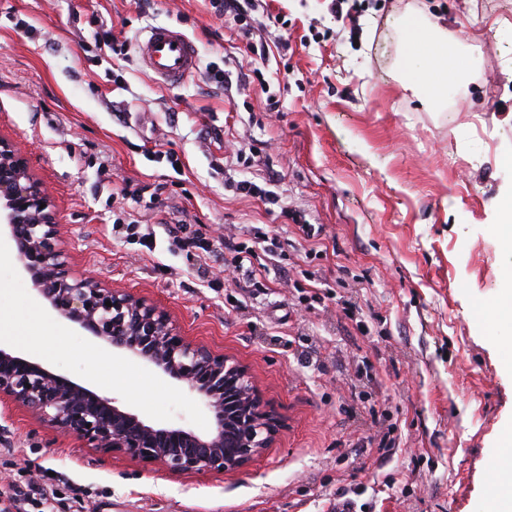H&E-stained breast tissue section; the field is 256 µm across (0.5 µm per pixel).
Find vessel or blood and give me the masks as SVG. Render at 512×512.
Returning <instances> with one entry per match:
<instances>
[{
  "label": "vessel or blood",
  "mask_w": 512,
  "mask_h": 512,
  "mask_svg": "<svg viewBox=\"0 0 512 512\" xmlns=\"http://www.w3.org/2000/svg\"><path fill=\"white\" fill-rule=\"evenodd\" d=\"M144 67L170 85H179L198 70V56L191 40L181 31L158 27L148 30L139 44Z\"/></svg>",
  "instance_id": "vessel-or-blood-1"
}]
</instances>
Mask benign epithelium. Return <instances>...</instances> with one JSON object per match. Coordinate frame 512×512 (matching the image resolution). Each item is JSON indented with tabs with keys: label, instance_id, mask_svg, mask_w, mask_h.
I'll list each match as a JSON object with an SVG mask.
<instances>
[{
	"label": "benign epithelium",
	"instance_id": "benign-epithelium-1",
	"mask_svg": "<svg viewBox=\"0 0 512 512\" xmlns=\"http://www.w3.org/2000/svg\"><path fill=\"white\" fill-rule=\"evenodd\" d=\"M2 229L36 290L59 315L179 382L211 412L215 429L200 436L149 424L115 399L6 345H0V402L89 448L121 452L175 473L234 470L268 447L277 421L262 410L243 366L183 336L167 311L146 298L108 288L89 274L74 275L59 247L60 221L50 197L17 144L0 136Z\"/></svg>",
	"mask_w": 512,
	"mask_h": 512
}]
</instances>
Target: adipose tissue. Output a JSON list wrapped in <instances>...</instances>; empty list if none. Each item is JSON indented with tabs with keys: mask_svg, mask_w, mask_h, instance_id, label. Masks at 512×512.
<instances>
[{
	"mask_svg": "<svg viewBox=\"0 0 512 512\" xmlns=\"http://www.w3.org/2000/svg\"><path fill=\"white\" fill-rule=\"evenodd\" d=\"M408 77L426 84L433 93L448 92V53L442 50L444 31L436 24L423 26L413 19L404 22ZM491 472L488 512H512V428L504 434Z\"/></svg>",
	"mask_w": 512,
	"mask_h": 512,
	"instance_id": "adipose-tissue-1",
	"label": "adipose tissue"
}]
</instances>
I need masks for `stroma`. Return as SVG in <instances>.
<instances>
[{
  "label": "stroma",
  "mask_w": 512,
  "mask_h": 512,
  "mask_svg": "<svg viewBox=\"0 0 512 512\" xmlns=\"http://www.w3.org/2000/svg\"><path fill=\"white\" fill-rule=\"evenodd\" d=\"M409 16L472 60L446 100L404 81ZM159 26L198 50L185 84L139 58ZM1 135L53 198L75 273L160 302L246 365L280 428L235 471L183 475L22 411L0 421V486L35 481L58 512H486L512 426V323L483 316L512 286L494 223L512 187V0H0ZM142 187L156 208L121 196ZM130 216L154 250L113 238ZM178 224L210 239L259 227L282 255L259 256L263 286L243 288L217 276L223 255L172 246ZM0 287L18 352L36 346L151 424L213 431L174 380L58 316L20 262L0 265Z\"/></svg>",
  "instance_id": "1"
}]
</instances>
